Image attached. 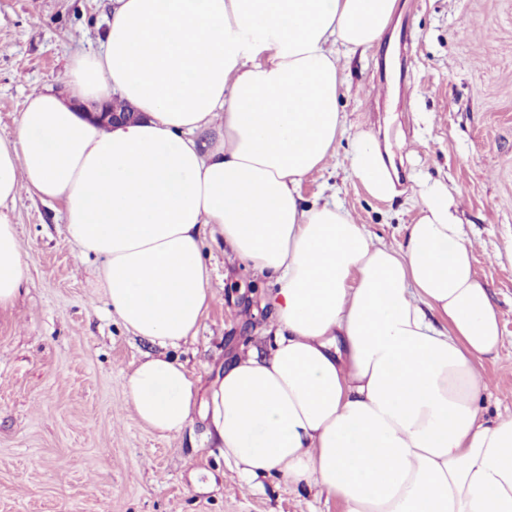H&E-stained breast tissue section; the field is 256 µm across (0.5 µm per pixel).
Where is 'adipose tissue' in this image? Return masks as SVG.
Returning a JSON list of instances; mask_svg holds the SVG:
<instances>
[{
    "label": "adipose tissue",
    "mask_w": 512,
    "mask_h": 512,
    "mask_svg": "<svg viewBox=\"0 0 512 512\" xmlns=\"http://www.w3.org/2000/svg\"><path fill=\"white\" fill-rule=\"evenodd\" d=\"M110 2L67 94L33 90L0 138V308L24 274L20 191L61 202L106 304L164 348L196 336L214 300L212 231L275 285L269 352L241 351L203 396L181 363L140 362L127 387L141 422L176 433L203 407L242 481L313 487L342 512H512V416L481 406L502 331L447 188L424 185L396 247L334 196L299 192L347 137L352 175L395 194L378 138L351 129L339 97L341 55L376 45L396 0ZM116 99L140 120L85 119Z\"/></svg>",
    "instance_id": "1"
}]
</instances>
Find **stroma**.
<instances>
[{
  "instance_id": "35a3bbf8",
  "label": "stroma",
  "mask_w": 512,
  "mask_h": 512,
  "mask_svg": "<svg viewBox=\"0 0 512 512\" xmlns=\"http://www.w3.org/2000/svg\"><path fill=\"white\" fill-rule=\"evenodd\" d=\"M109 11L110 0H0L1 138L15 136L33 87L65 92L72 53L98 46ZM341 63L339 107L387 145L396 193L373 198L351 176L345 138L300 194L309 203L335 185L356 223L395 246L421 181L448 188L504 339L483 364V406L512 414V0H397L380 43ZM61 211L27 192L14 206L25 266L0 309V512H341L313 488L244 483L201 414L168 435L138 421L126 376L161 349L111 314L98 262L80 257ZM203 239L215 300L169 355L204 391L243 348L265 346L271 317L262 276Z\"/></svg>"
}]
</instances>
